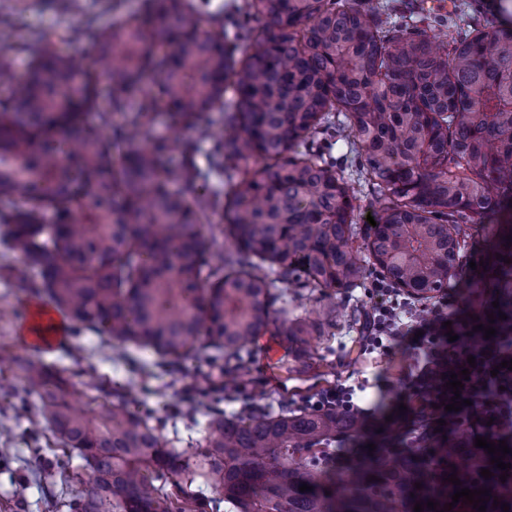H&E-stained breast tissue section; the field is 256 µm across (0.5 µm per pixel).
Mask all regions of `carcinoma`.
Returning <instances> with one entry per match:
<instances>
[{
	"label": "carcinoma",
	"mask_w": 512,
	"mask_h": 512,
	"mask_svg": "<svg viewBox=\"0 0 512 512\" xmlns=\"http://www.w3.org/2000/svg\"><path fill=\"white\" fill-rule=\"evenodd\" d=\"M93 4L89 60L59 55L38 30L19 75L0 48V244L19 261L15 286L49 298L74 331L171 364L236 357L267 331L280 284L330 297L375 273L434 297L461 275L474 224L493 246L484 275L512 283V220L500 218L512 204V26L476 15L444 44L373 0H244L230 35L211 0H139L106 25L99 16L121 5ZM161 112L167 130L198 138L156 134L116 163L114 139L137 141ZM342 136L382 204L360 245L357 197L332 156ZM334 328L329 304L287 334L308 344ZM6 371L17 381L0 386L15 398L7 408L31 404L30 434L47 435L36 456L50 450L65 481L72 455L83 461L67 512H438L413 452L336 477L328 453L358 430L351 412H214L179 449L102 381L77 403L84 392L64 370L1 347ZM491 458L448 448L450 488L475 489L481 468L495 483Z\"/></svg>",
	"instance_id": "1"
}]
</instances>
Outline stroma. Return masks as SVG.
<instances>
[{
    "label": "stroma",
    "instance_id": "35a3bbf8",
    "mask_svg": "<svg viewBox=\"0 0 512 512\" xmlns=\"http://www.w3.org/2000/svg\"><path fill=\"white\" fill-rule=\"evenodd\" d=\"M68 15H60L54 0H0V20L20 30L56 28L68 37L58 43L61 53L90 52L83 35L84 0H74ZM394 17L420 19L452 13L457 24H466L474 7H481L493 21H500L512 11V0H380ZM16 257L0 246V346L14 352H29L46 362L66 368L74 382L89 377L110 380L113 386L129 393L138 408L154 410L163 420L162 436L182 448L203 436L212 405L211 395L223 389L220 403L225 414L238 416L263 409L276 410L336 386L342 380L358 385L356 401L375 412L373 431L359 438L358 452L365 460L376 459L371 449L383 429L396 430L400 416L398 396L405 373L412 360L406 353L384 360L362 353L358 342L360 326L372 299L365 289L338 293L335 302L343 311L336 319L332 335L315 342L312 354H304L284 331L291 319L312 308L309 300L278 298L272 305L269 332L257 337L247 348L246 369L230 365L201 375L195 357L176 364H166L150 350L108 340L85 330L67 331L52 349L30 345L19 329L30 311L31 298L15 288L8 273ZM279 356L267 357L269 348ZM28 416L13 412L0 415V512H66L64 503L80 488L79 482L63 485L40 472L28 439Z\"/></svg>",
    "mask_w": 512,
    "mask_h": 512
}]
</instances>
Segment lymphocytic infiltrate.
I'll list each match as a JSON object with an SVG mask.
<instances>
[{"mask_svg": "<svg viewBox=\"0 0 512 512\" xmlns=\"http://www.w3.org/2000/svg\"><path fill=\"white\" fill-rule=\"evenodd\" d=\"M370 288L377 301L361 328L363 352L390 356L408 345L414 365L405 377L406 414L398 434L400 447L422 449L437 482L441 503L451 512H474L471 503L453 502L447 493L448 449L470 446L476 437L494 441L512 436V310L491 320L499 293L488 289L474 310L460 306L457 290L442 294L432 308L420 310L373 277ZM493 325L495 334L473 347L475 325ZM468 371L460 392L447 389L451 374ZM465 404L452 411L453 395Z\"/></svg>", "mask_w": 512, "mask_h": 512, "instance_id": "1", "label": "lymphocytic infiltrate"}]
</instances>
